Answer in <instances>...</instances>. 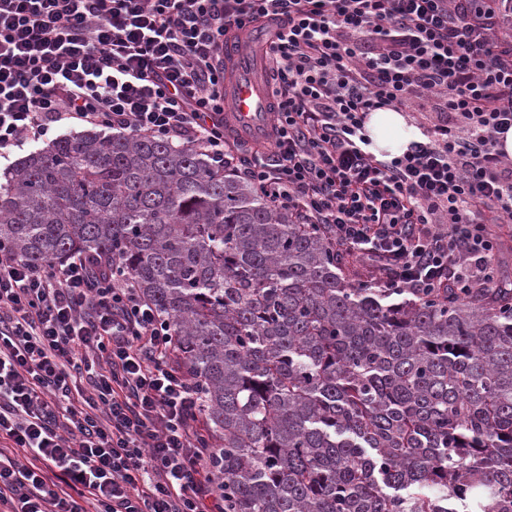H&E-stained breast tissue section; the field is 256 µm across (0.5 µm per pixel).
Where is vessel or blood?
Instances as JSON below:
<instances>
[{"instance_id":"b4317fda","label":"vessel or blood","mask_w":512,"mask_h":512,"mask_svg":"<svg viewBox=\"0 0 512 512\" xmlns=\"http://www.w3.org/2000/svg\"><path fill=\"white\" fill-rule=\"evenodd\" d=\"M224 57L234 69V78L227 88L225 99L233 121L241 135L249 139H263L272 122V115L251 66L247 41H226Z\"/></svg>"}]
</instances>
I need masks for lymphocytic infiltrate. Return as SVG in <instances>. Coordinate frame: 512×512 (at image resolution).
Here are the masks:
<instances>
[{
	"instance_id": "obj_1",
	"label": "lymphocytic infiltrate",
	"mask_w": 512,
	"mask_h": 512,
	"mask_svg": "<svg viewBox=\"0 0 512 512\" xmlns=\"http://www.w3.org/2000/svg\"><path fill=\"white\" fill-rule=\"evenodd\" d=\"M505 0H0V160L88 125L239 162L381 288L496 285L512 222ZM252 24L272 81L264 151L235 158L224 43ZM434 112L380 160L370 112ZM116 265L0 246V512H224L195 442L200 390Z\"/></svg>"
}]
</instances>
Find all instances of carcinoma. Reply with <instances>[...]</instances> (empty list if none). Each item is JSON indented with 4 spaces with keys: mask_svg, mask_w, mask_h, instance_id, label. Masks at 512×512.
Listing matches in <instances>:
<instances>
[{
    "mask_svg": "<svg viewBox=\"0 0 512 512\" xmlns=\"http://www.w3.org/2000/svg\"><path fill=\"white\" fill-rule=\"evenodd\" d=\"M0 239L111 256L169 320L227 512H512V292L374 288L323 225L149 136L21 158Z\"/></svg>",
    "mask_w": 512,
    "mask_h": 512,
    "instance_id": "obj_1",
    "label": "carcinoma"
}]
</instances>
